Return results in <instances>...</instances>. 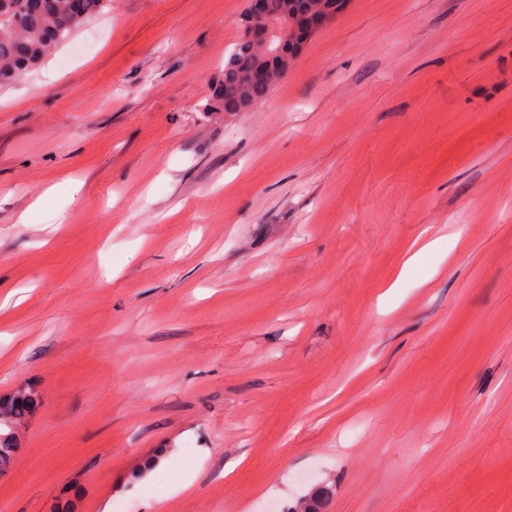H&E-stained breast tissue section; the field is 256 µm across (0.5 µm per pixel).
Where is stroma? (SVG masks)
Here are the masks:
<instances>
[{
    "instance_id": "obj_1",
    "label": "stroma",
    "mask_w": 512,
    "mask_h": 512,
    "mask_svg": "<svg viewBox=\"0 0 512 512\" xmlns=\"http://www.w3.org/2000/svg\"><path fill=\"white\" fill-rule=\"evenodd\" d=\"M245 4L0 87V512H512V0H351L208 109ZM29 389L18 391L10 399H0V474L8 472L14 462V428L21 424L34 405ZM330 490L326 486L312 488L306 495L301 497L294 512H323L329 498Z\"/></svg>"
}]
</instances>
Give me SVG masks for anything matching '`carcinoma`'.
<instances>
[{
    "instance_id": "1",
    "label": "carcinoma",
    "mask_w": 512,
    "mask_h": 512,
    "mask_svg": "<svg viewBox=\"0 0 512 512\" xmlns=\"http://www.w3.org/2000/svg\"><path fill=\"white\" fill-rule=\"evenodd\" d=\"M106 0H0V85H8L50 55L52 51L98 14ZM267 12L276 17L284 13L294 19L298 37H288V53L276 54L280 38L267 43L257 53L252 37L241 28L239 41L224 60L222 78L213 86L208 106L226 112H240L263 102L270 89L296 61L301 40L311 25L309 13L324 16V23L343 13L349 0H266ZM35 395L26 388L9 399H0V474L14 462V428L21 424L34 405ZM330 490L326 486L311 489L301 497L294 512H324Z\"/></svg>"
}]
</instances>
